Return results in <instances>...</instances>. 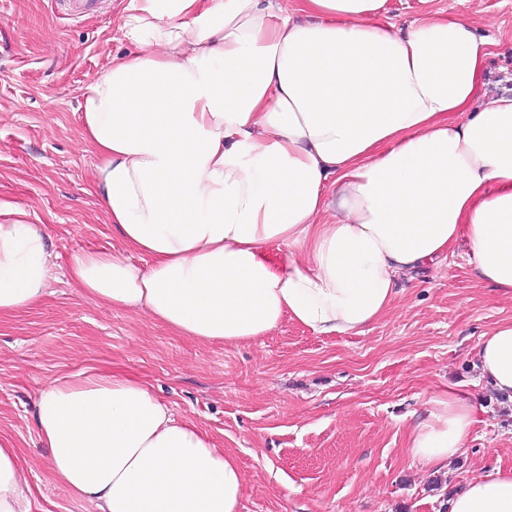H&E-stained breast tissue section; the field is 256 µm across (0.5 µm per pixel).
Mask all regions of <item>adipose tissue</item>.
<instances>
[{
    "instance_id": "1",
    "label": "adipose tissue",
    "mask_w": 512,
    "mask_h": 512,
    "mask_svg": "<svg viewBox=\"0 0 512 512\" xmlns=\"http://www.w3.org/2000/svg\"><path fill=\"white\" fill-rule=\"evenodd\" d=\"M386 4L129 0L134 49L85 86L80 115L124 249L73 254L71 287L226 344L286 319L366 334L400 279L462 240L478 277L512 295V88L483 94L473 21L425 9L401 30ZM53 266L46 231L0 200V320L42 303ZM477 360L512 400V321L481 336ZM476 422L470 394L448 387L411 425L409 453L445 471ZM35 424L54 482L93 512H241L236 455L129 378H56ZM0 512H32L4 437ZM448 512H512V466L468 480Z\"/></svg>"
}]
</instances>
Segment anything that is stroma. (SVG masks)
Here are the masks:
<instances>
[{
    "label": "stroma",
    "instance_id": "35a3bbf8",
    "mask_svg": "<svg viewBox=\"0 0 512 512\" xmlns=\"http://www.w3.org/2000/svg\"><path fill=\"white\" fill-rule=\"evenodd\" d=\"M128 0H0V199L44 225L50 293L0 322V433L16 443L34 512H88L49 477L34 402L50 380L85 368L127 375L233 451L247 477L242 512H443L449 495L496 462L512 465V402L480 381L482 334L512 320V296L480 281L466 242L423 263L387 316L361 336H317L291 321L240 345L178 336L142 313L84 299L64 273L73 252L118 250L80 144L84 87L132 44ZM490 40L485 92L512 87V0H433ZM458 385L481 398L464 455L432 474L408 432L427 402Z\"/></svg>",
    "mask_w": 512,
    "mask_h": 512
}]
</instances>
